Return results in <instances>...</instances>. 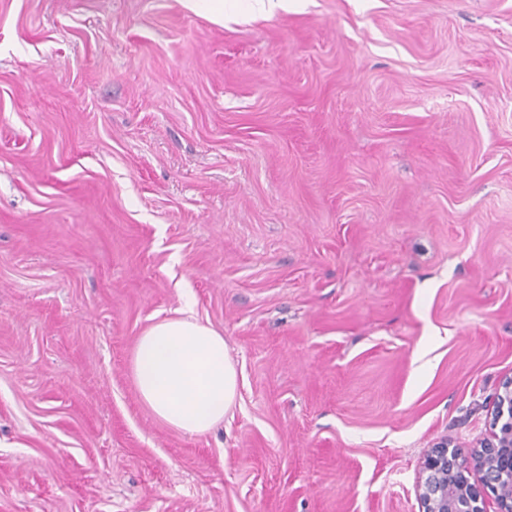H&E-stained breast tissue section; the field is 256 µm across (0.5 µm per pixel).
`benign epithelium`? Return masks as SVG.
I'll use <instances>...</instances> for the list:
<instances>
[{
    "label": "benign epithelium",
    "instance_id": "1",
    "mask_svg": "<svg viewBox=\"0 0 512 512\" xmlns=\"http://www.w3.org/2000/svg\"><path fill=\"white\" fill-rule=\"evenodd\" d=\"M420 512H512V378L505 379L485 436L463 454L443 439L425 454Z\"/></svg>",
    "mask_w": 512,
    "mask_h": 512
}]
</instances>
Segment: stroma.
Returning <instances> with one entry per match:
<instances>
[{"instance_id": "stroma-1", "label": "stroma", "mask_w": 512, "mask_h": 512, "mask_svg": "<svg viewBox=\"0 0 512 512\" xmlns=\"http://www.w3.org/2000/svg\"><path fill=\"white\" fill-rule=\"evenodd\" d=\"M238 373L158 421L185 303ZM512 377V0H0V512H419ZM131 373L140 401L155 418L187 434L210 432L237 398V373L224 337L192 316L146 329L132 352Z\"/></svg>"}]
</instances>
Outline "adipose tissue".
Segmentation results:
<instances>
[{"label": "adipose tissue", "instance_id": "adipose-tissue-1", "mask_svg": "<svg viewBox=\"0 0 512 512\" xmlns=\"http://www.w3.org/2000/svg\"><path fill=\"white\" fill-rule=\"evenodd\" d=\"M131 373L155 418L187 434L210 432L237 398V373L222 334L191 316L146 329L132 352Z\"/></svg>", "mask_w": 512, "mask_h": 512}]
</instances>
